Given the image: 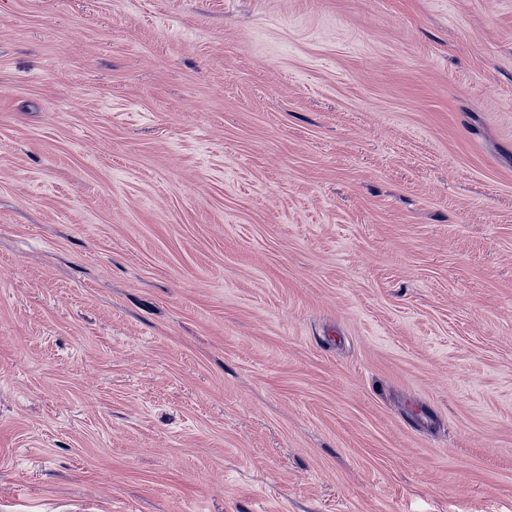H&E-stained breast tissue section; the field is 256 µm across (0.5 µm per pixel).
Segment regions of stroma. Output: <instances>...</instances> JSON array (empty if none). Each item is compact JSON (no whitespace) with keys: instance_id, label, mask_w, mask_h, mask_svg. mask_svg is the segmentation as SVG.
Listing matches in <instances>:
<instances>
[{"instance_id":"stroma-1","label":"stroma","mask_w":512,"mask_h":512,"mask_svg":"<svg viewBox=\"0 0 512 512\" xmlns=\"http://www.w3.org/2000/svg\"><path fill=\"white\" fill-rule=\"evenodd\" d=\"M0 512H512V0H0Z\"/></svg>"}]
</instances>
